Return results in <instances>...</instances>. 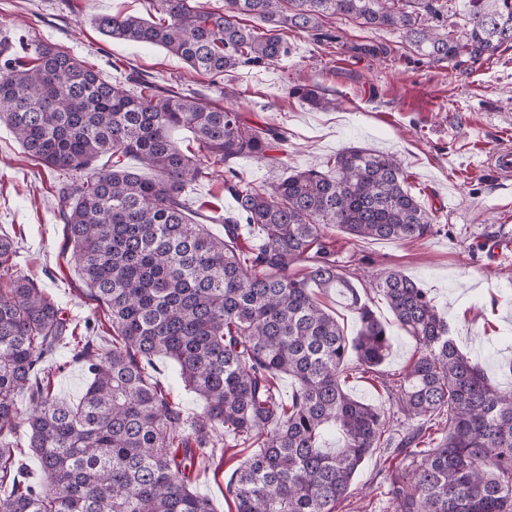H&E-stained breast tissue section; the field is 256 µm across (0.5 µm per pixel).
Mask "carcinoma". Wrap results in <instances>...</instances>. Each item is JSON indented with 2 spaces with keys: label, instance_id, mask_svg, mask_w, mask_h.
Masks as SVG:
<instances>
[{
  "label": "carcinoma",
  "instance_id": "1",
  "mask_svg": "<svg viewBox=\"0 0 512 512\" xmlns=\"http://www.w3.org/2000/svg\"><path fill=\"white\" fill-rule=\"evenodd\" d=\"M154 2L156 22L116 13L94 24L111 40L158 45L212 82L291 53L246 16L331 44L324 20L344 16L402 31L430 62L477 63L512 45V0H469L460 34L449 28L448 0H223L217 10L200 0ZM128 82L102 79L56 44L0 38V122L47 169L85 174L62 184L57 205L88 294L106 305L115 333L76 334L45 290L15 270L17 241L0 234V432L24 397L43 474L31 481L0 442V512H211L185 471L215 459L226 432L259 448L225 484L235 512H344L356 472L375 453L393 512H512V389L459 349L413 279L389 271L369 280L414 342L403 372L379 380L411 431L393 441L384 407L344 389L348 371L378 373L391 336L323 244V229L397 242L438 232L401 162L349 147L326 172L255 186L233 160L276 162L271 152L286 147V131L137 71ZM291 93L316 109L336 107L317 83L298 80ZM179 128L198 152L178 147ZM221 165L236 203L231 215L208 216L224 225L222 238L191 219L189 196ZM245 229L259 238L247 249ZM330 288L357 315L353 338L320 299ZM61 348L88 374L75 404L44 384L43 364ZM156 358L176 363L205 402L203 415L186 417L147 380ZM282 375L294 384L286 401L275 383Z\"/></svg>",
  "mask_w": 512,
  "mask_h": 512
}]
</instances>
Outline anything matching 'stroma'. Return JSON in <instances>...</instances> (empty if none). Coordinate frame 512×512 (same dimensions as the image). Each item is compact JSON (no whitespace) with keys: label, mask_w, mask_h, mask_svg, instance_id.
<instances>
[{"label":"stroma","mask_w":512,"mask_h":512,"mask_svg":"<svg viewBox=\"0 0 512 512\" xmlns=\"http://www.w3.org/2000/svg\"><path fill=\"white\" fill-rule=\"evenodd\" d=\"M100 13L153 16L150 0H0V33L29 32L95 65L103 79L123 81L129 69L159 84L184 77L185 92L206 104L232 108L253 122H268L288 134L278 164L237 160L241 176L256 185L296 170H326L347 146L396 155L412 192L432 210L441 231L404 243L357 240L339 228L324 231L325 242L342 264L357 270H395L427 288L444 311L458 346L478 357L494 381L512 388V179L489 165L490 154L512 148V47L477 64L419 62L392 29L367 30L354 22L329 19L327 27L346 44L339 50L292 30L285 37L291 55L267 67H241L224 75V96L208 78L190 75L187 65L165 49L110 41L94 24ZM335 93L330 110L310 108L288 89L297 74ZM61 178L26 155L12 131L0 124V234L15 236L17 269L45 288L66 316L101 315L78 274L66 244L57 208ZM372 309L391 329L392 351L381 370L400 371L414 344L394 326L381 298ZM50 370L56 397L75 402L87 383L82 364L60 351ZM186 416L203 414L205 404L187 390L176 365L158 359L147 368ZM249 448L224 438L220 466L192 475V487L208 499L212 512H235L225 483ZM379 456L356 473L345 512H392L378 489Z\"/></svg>","instance_id":"35a3bbf8"}]
</instances>
